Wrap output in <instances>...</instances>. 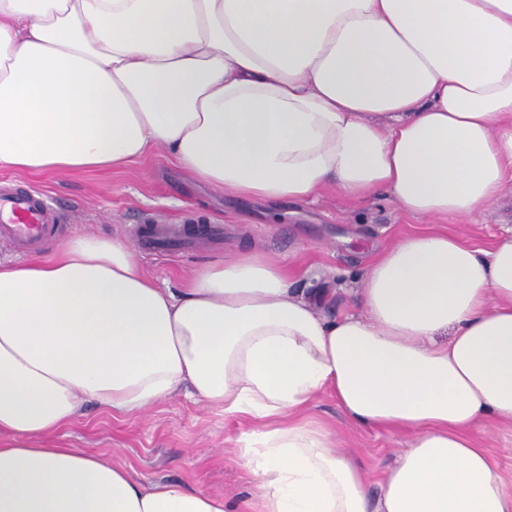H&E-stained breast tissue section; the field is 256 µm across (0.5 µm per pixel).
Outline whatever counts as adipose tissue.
Returning <instances> with one entry per match:
<instances>
[{
  "label": "adipose tissue",
  "mask_w": 512,
  "mask_h": 512,
  "mask_svg": "<svg viewBox=\"0 0 512 512\" xmlns=\"http://www.w3.org/2000/svg\"><path fill=\"white\" fill-rule=\"evenodd\" d=\"M164 149L263 200L333 187L428 219L484 213L512 166V0H0V169L115 168ZM243 253L184 288L84 236L0 263V512H226L126 465L40 447L81 403L140 412L189 387L259 423L254 512H512L472 432L512 423V237L382 250L357 311ZM332 391L413 438L378 496L305 421Z\"/></svg>",
  "instance_id": "1"
}]
</instances>
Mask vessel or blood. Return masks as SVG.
I'll return each mask as SVG.
<instances>
[{
	"label": "vessel or blood",
	"mask_w": 512,
	"mask_h": 512,
	"mask_svg": "<svg viewBox=\"0 0 512 512\" xmlns=\"http://www.w3.org/2000/svg\"><path fill=\"white\" fill-rule=\"evenodd\" d=\"M58 224V210L44 193L35 189L23 190L8 182L0 184V236L10 239L18 250L36 248L54 237ZM216 233V228L207 225L195 232L182 224H164L155 226L150 232L136 230L135 239L139 245L151 248L198 235L209 238Z\"/></svg>",
	"instance_id": "obj_1"
}]
</instances>
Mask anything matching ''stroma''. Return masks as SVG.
Wrapping results in <instances>:
<instances>
[{
    "label": "stroma",
    "instance_id": "35a3bbf8",
    "mask_svg": "<svg viewBox=\"0 0 512 512\" xmlns=\"http://www.w3.org/2000/svg\"><path fill=\"white\" fill-rule=\"evenodd\" d=\"M2 178L45 191L59 207L60 235L45 246L44 255L82 235L129 244L137 224H220L222 239L200 241L191 251L140 252L136 259L161 285L181 288L213 263L244 252L263 254L291 273L310 270L329 282L334 294L328 310L340 317L356 310L359 277L400 238L440 231L488 249L512 226L511 194L485 214L433 221L404 212L382 193L349 200L328 189L308 201L264 203L189 177L161 151L118 168L38 175L1 169ZM82 411L60 436L66 447L131 466L144 484L178 481L224 495L236 512H249L259 491V480L241 454L256 426L251 418L225 416L223 409L195 401L183 390L140 414L115 416L92 402ZM305 415L331 433L336 448L357 463L373 487L411 439L403 432L358 428L329 393L317 396ZM473 440L487 450L512 492V427L490 421Z\"/></svg>",
    "mask_w": 512,
    "mask_h": 512
}]
</instances>
